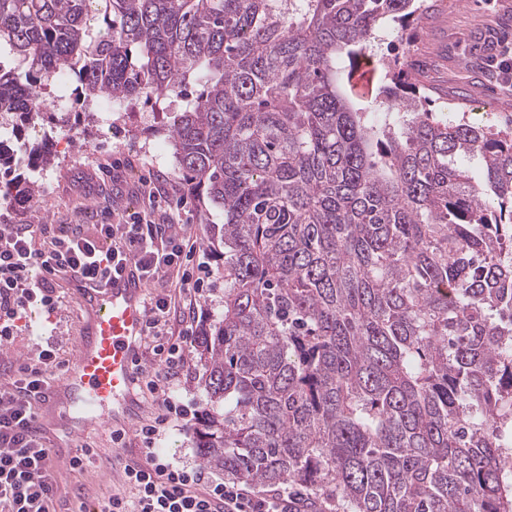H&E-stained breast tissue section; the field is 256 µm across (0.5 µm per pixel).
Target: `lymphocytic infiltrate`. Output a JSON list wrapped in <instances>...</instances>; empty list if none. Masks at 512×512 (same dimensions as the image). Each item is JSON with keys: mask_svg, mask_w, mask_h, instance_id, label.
Segmentation results:
<instances>
[{"mask_svg": "<svg viewBox=\"0 0 512 512\" xmlns=\"http://www.w3.org/2000/svg\"><path fill=\"white\" fill-rule=\"evenodd\" d=\"M143 205L113 208L112 221L91 230L67 224H0V347L28 310L57 307L55 281L64 275L104 279L133 265L145 283L175 282L177 294L144 301L143 338L155 364L136 363L135 391L155 396L162 413L135 436L141 461L124 468L128 493L97 512H304L284 488L264 492L249 482H212L202 471L174 465L155 450L159 427L186 415L175 393L188 346L198 343L208 318L201 305L212 287L216 255L188 236L182 215L191 198L170 191L162 179H144ZM60 368L55 351L10 363L0 380V512H52L57 494L52 450L40 432L35 397Z\"/></svg>", "mask_w": 512, "mask_h": 512, "instance_id": "1", "label": "lymphocytic infiltrate"}]
</instances>
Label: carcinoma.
<instances>
[{
	"label": "carcinoma",
	"mask_w": 512,
	"mask_h": 512,
	"mask_svg": "<svg viewBox=\"0 0 512 512\" xmlns=\"http://www.w3.org/2000/svg\"><path fill=\"white\" fill-rule=\"evenodd\" d=\"M422 15L418 0H0L18 61L0 65V113L48 115L64 73L87 102L182 101L179 171L224 212L199 455L288 483L307 512H512V135L434 121L397 59L365 111L343 83L383 26Z\"/></svg>",
	"instance_id": "carcinoma-1"
}]
</instances>
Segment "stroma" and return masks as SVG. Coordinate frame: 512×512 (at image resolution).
I'll list each match as a JSON object with an SVG mask.
<instances>
[{"label": "stroma", "mask_w": 512, "mask_h": 512, "mask_svg": "<svg viewBox=\"0 0 512 512\" xmlns=\"http://www.w3.org/2000/svg\"><path fill=\"white\" fill-rule=\"evenodd\" d=\"M422 20L411 25L403 37L385 35L374 53L359 58L350 83L357 105L365 106L378 97L385 85L386 62L401 57L409 81L424 87L430 98L428 109L437 118L470 121L490 127L512 128V82L497 72L502 51L512 49V0H426ZM91 123L79 124L74 135H66L52 124L41 122L35 129L13 137V174L33 183L35 193L24 205L12 206L7 216L13 224H82L87 210L107 211L112 207V187L120 185L123 208L142 206L140 182L159 176L182 191L192 192L178 172L168 141L167 128L150 102L138 99L126 111L113 113L110 120L91 105ZM43 145L48 161L31 165L29 151ZM122 161L113 170L114 161ZM194 207L184 214L188 232L203 244H220L223 214L212 207L205 195L192 192ZM56 293L62 304L55 313L34 308L22 331L13 336L8 357H32L53 345L62 364H70L80 338L79 301L65 279H58ZM203 365L196 351L187 354V365L176 394L190 408L207 410L209 401L201 384ZM199 422L193 418L166 423L158 452L179 465L201 464L196 448ZM94 448H113L115 464L90 461L83 469L56 472L58 493L55 512H77L84 499H105L121 490L125 448L113 447L110 434L87 436Z\"/></svg>", "instance_id": "1"}]
</instances>
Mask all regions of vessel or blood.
Listing matches in <instances>:
<instances>
[{
	"label": "vessel or blood",
	"instance_id": "vessel-or-blood-1",
	"mask_svg": "<svg viewBox=\"0 0 512 512\" xmlns=\"http://www.w3.org/2000/svg\"><path fill=\"white\" fill-rule=\"evenodd\" d=\"M87 319L74 365L43 391L37 405L60 412L61 425L41 421L56 464H67L80 436L129 425L141 405L132 391L145 332L144 285L132 269L97 280H72Z\"/></svg>",
	"mask_w": 512,
	"mask_h": 512
}]
</instances>
